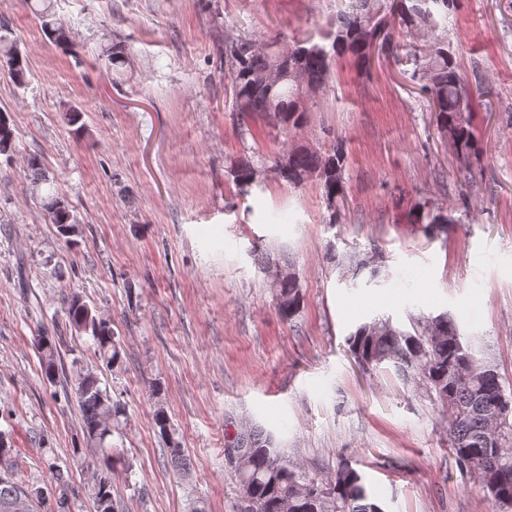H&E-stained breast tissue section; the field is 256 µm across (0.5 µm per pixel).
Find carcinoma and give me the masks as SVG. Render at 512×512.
<instances>
[{"mask_svg":"<svg viewBox=\"0 0 512 512\" xmlns=\"http://www.w3.org/2000/svg\"><path fill=\"white\" fill-rule=\"evenodd\" d=\"M455 0H351L348 10L336 14L329 22L323 41L305 39L272 50L257 49L255 40L243 36L224 40L225 59L230 64L232 99L240 119L254 114H273L280 123L300 127L305 119V99L326 87L332 66L338 56L351 55L364 67L368 64L376 30L369 25L375 18L391 14L398 19L406 35L413 30L426 37L424 47L412 57V77L422 82L434 104L436 126L450 140L457 154L470 157L478 150L471 116L461 117V103L468 101L466 87L457 65L455 50L448 42V13ZM44 34L64 50L73 48L69 32L51 19L50 5L41 9ZM17 46L9 24L0 20V56L9 67L19 89L29 86L28 63L23 54L14 53ZM288 71L289 79L275 82L276 60ZM15 129L9 113L0 110V155L11 156ZM346 153L341 143L326 152L300 146L288 152V164L279 168V178L296 187L305 180L316 179L323 189L330 211L329 223L337 222L339 206L344 198ZM32 183L39 188L48 176L40 155L27 159ZM236 180L243 191L260 184L262 170L246 160L234 168ZM43 207L49 222L57 225L63 235L75 231L76 218L60 197L49 193ZM413 224L426 225L431 233L435 224L448 220L426 205L410 212ZM303 301L298 277L282 281L277 288L276 308L280 318L294 319ZM75 330L92 339L96 359L112 368L120 363L121 346L112 322L95 314L80 299L69 302L66 309ZM350 351L367 366L400 361V371L413 384L414 391L434 405L443 408L448 421V441L461 469L473 474L481 487H497L492 504L498 512H512V396L505 394L501 375L496 367L484 369L470 341L462 336L455 321L444 314L433 330L428 321H414V332L398 328L377 335L368 333L367 325L359 326L348 337ZM59 341L48 335L37 340L43 371L47 381L56 379V356ZM81 413L82 432L86 444L95 449V457L85 461L94 469V495L97 512H115L112 499V477L117 467L127 472L130 460L114 452L112 437L121 418L126 416L125 404L113 398L100 385L92 369L79 370L71 379ZM501 417V428L491 429L490 419ZM156 428L167 439V453L175 471L189 476L191 462L174 438L169 417L163 405L153 414ZM229 454L234 464L242 512H382L377 501L368 494L361 475L348 463L341 462L334 474L326 476L315 467H305L288 460L275 446L272 436L257 429L242 430L229 440ZM53 512H69L71 476L60 468L53 471ZM46 501L44 490L23 486L8 473H0V512H34V504Z\"/></svg>","mask_w":512,"mask_h":512,"instance_id":"obj_1","label":"carcinoma"}]
</instances>
